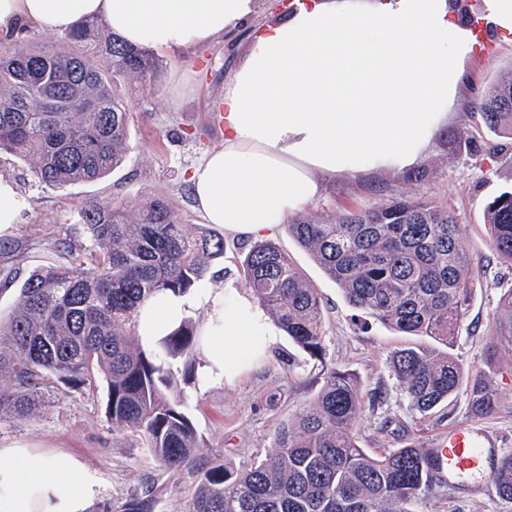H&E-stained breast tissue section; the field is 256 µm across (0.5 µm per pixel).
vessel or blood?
I'll return each instance as SVG.
<instances>
[{"label":"vessel or blood","mask_w":512,"mask_h":512,"mask_svg":"<svg viewBox=\"0 0 512 512\" xmlns=\"http://www.w3.org/2000/svg\"><path fill=\"white\" fill-rule=\"evenodd\" d=\"M432 453L440 479L454 489L487 484L498 459L495 438L471 421L458 423L440 439Z\"/></svg>","instance_id":"1"}]
</instances>
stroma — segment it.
I'll return each mask as SVG.
<instances>
[{
  "label": "stroma",
  "mask_w": 512,
  "mask_h": 512,
  "mask_svg": "<svg viewBox=\"0 0 512 512\" xmlns=\"http://www.w3.org/2000/svg\"><path fill=\"white\" fill-rule=\"evenodd\" d=\"M246 31L216 37L204 47L172 53L156 51L154 81L123 79L114 92L129 112L131 149L107 177L56 188L39 183L27 165L0 155V175L18 187L24 206L13 233L0 236V316L14 308L19 287L32 271L59 264L92 267L93 248L77 213L90 199L136 208L156 194L168 198L185 223L204 217L193 199L189 175L222 135L211 106L242 62ZM466 67L463 101L487 90L512 66V35L490 37ZM512 185V139L489 131L475 110L457 113L412 171L373 174L362 180L328 179L307 214L336 216L400 196L424 197L453 211L464 248L477 274L467 312L451 352L464 369L485 370L501 399L495 414L481 424L512 453V352L492 347L489 330L505 289L512 287V267L489 248L484 225L487 204ZM274 242L288 254L316 288L324 305V357L296 347L283 332L260 358L245 361L232 380L203 385V355L193 351L173 361L171 393L180 399L197 429L202 456L242 468L275 451L279 426L288 422L319 391L322 367L330 365L356 376L365 409L356 425L360 447L371 452L415 445L429 448L449 429L473 414L465 395H457L428 415L414 410L390 366L392 354L410 346L431 347L424 336H410L376 320L355 324L354 308L338 286L280 227ZM223 260L215 263L197 293L223 288L248 295L240 263L245 239L225 236ZM105 389L56 385L39 412L19 420L0 417V448L16 442L81 463L97 480L99 494L88 512H122L131 498L152 492L155 512H188L196 490L191 471L172 473L153 458L144 437L113 428L104 415ZM414 512H512V499L496 488L479 494L449 487L423 496Z\"/></svg>",
  "instance_id": "1"
}]
</instances>
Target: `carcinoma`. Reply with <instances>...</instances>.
<instances>
[{
    "mask_svg": "<svg viewBox=\"0 0 512 512\" xmlns=\"http://www.w3.org/2000/svg\"><path fill=\"white\" fill-rule=\"evenodd\" d=\"M156 61L98 21L57 36L46 47L0 50V152L27 163L38 182L54 187L94 182L118 168L130 149L128 116L115 97L118 78L147 82ZM488 129L512 139V67L474 106ZM100 256L79 265L33 271L19 301L0 322V416L26 419L57 383L106 386L112 426L142 435L170 472H194L189 512H411L436 486L434 459L406 446L370 454L355 428L364 411L357 379L326 368L313 401L279 427L275 452L249 468L200 456L192 420L170 394L171 362L200 342L185 320L146 351L136 333L140 304L161 291L187 293L224 258V236L185 224L163 195L132 210L112 201L80 208ZM489 244L512 265V191L485 210ZM288 234L343 292L348 303L400 332L450 346L472 293L475 271L448 206L402 196L334 217L300 216ZM246 287L276 325L309 356L324 359L322 300L271 240L254 242L241 264ZM492 344L512 348V288L502 295ZM391 367L403 395L420 413L463 391L480 415L499 398L470 377L448 351L408 347ZM492 480L512 498V454ZM151 494L125 512H154Z\"/></svg>",
    "mask_w": 512,
    "mask_h": 512,
    "instance_id": "obj_1",
    "label": "carcinoma"
}]
</instances>
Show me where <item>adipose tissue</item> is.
Masks as SVG:
<instances>
[{"instance_id":"ef3b65f1","label":"adipose tissue","mask_w":512,"mask_h":512,"mask_svg":"<svg viewBox=\"0 0 512 512\" xmlns=\"http://www.w3.org/2000/svg\"><path fill=\"white\" fill-rule=\"evenodd\" d=\"M257 0H0V38L103 20L128 43L202 47L252 17ZM456 0H295L257 30L224 86V141L190 175L207 223L267 238L316 199L324 178L414 168L458 103L475 35ZM210 309L202 380H232L272 336L254 300L159 292L138 309L144 348ZM97 482L26 445L0 448V512H87Z\"/></svg>"}]
</instances>
